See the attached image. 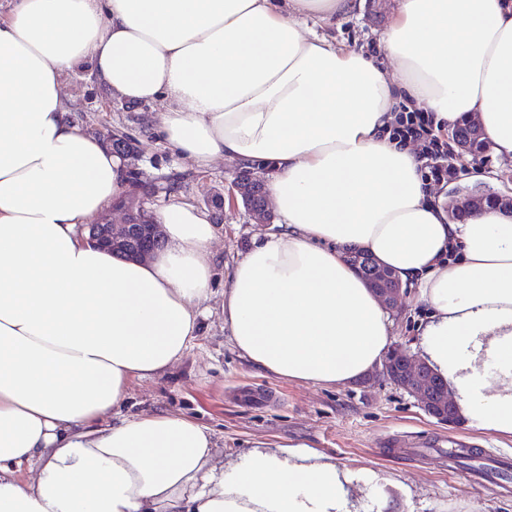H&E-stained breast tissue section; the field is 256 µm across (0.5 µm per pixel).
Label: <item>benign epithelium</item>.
Returning a JSON list of instances; mask_svg holds the SVG:
<instances>
[{
    "instance_id": "benign-epithelium-1",
    "label": "benign epithelium",
    "mask_w": 512,
    "mask_h": 512,
    "mask_svg": "<svg viewBox=\"0 0 512 512\" xmlns=\"http://www.w3.org/2000/svg\"><path fill=\"white\" fill-rule=\"evenodd\" d=\"M448 142L453 144L450 157L462 158L476 155L475 147L480 144L490 148L484 130L476 120L467 118L448 131ZM234 191L241 196L243 204L251 211L260 224H270L273 216L268 209L265 187L253 181L249 173L240 172ZM155 190L143 181L130 187V200L121 201L116 208L123 212V220L116 223H101L95 227L91 238L106 248L136 258L154 254L155 245L162 241L161 225L147 215L145 199ZM486 204L484 195L452 196L448 201V212L461 220L473 208ZM374 289L386 309L393 313L399 310V294L402 283L392 271L379 266L373 258L362 252L347 256ZM378 374L387 382L413 395L421 409L431 417L450 426L458 422L455 404L448 395V387L419 357L409 353L400 344L392 346L378 369Z\"/></svg>"
}]
</instances>
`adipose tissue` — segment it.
I'll list each match as a JSON object with an SVG mask.
<instances>
[{
	"instance_id": "obj_1",
	"label": "adipose tissue",
	"mask_w": 512,
	"mask_h": 512,
	"mask_svg": "<svg viewBox=\"0 0 512 512\" xmlns=\"http://www.w3.org/2000/svg\"><path fill=\"white\" fill-rule=\"evenodd\" d=\"M357 0H0V512H357L354 475L301 444L225 465L173 415L119 418L133 379L177 364L212 293L210 215L171 195L163 246L136 260L86 231L128 190L124 159L69 117L90 66L113 99L162 102L161 138L195 167L271 168L279 232L224 278L230 342L311 385L378 367L393 322L348 263L416 284V355L469 426L512 436V214L449 220L398 103L479 118L512 162V0H398L399 65L318 34Z\"/></svg>"
}]
</instances>
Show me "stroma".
<instances>
[{
	"mask_svg": "<svg viewBox=\"0 0 512 512\" xmlns=\"http://www.w3.org/2000/svg\"><path fill=\"white\" fill-rule=\"evenodd\" d=\"M394 5L395 0H363L360 9L337 20L329 33L345 46L376 51ZM67 92L72 119L89 133L107 141L117 133L133 138L135 152L128 162L156 188L145 202L149 212H157L169 194L176 193L216 220L213 293L201 332L183 359L161 378L131 381L121 417H188L210 428L228 463L254 443L274 448L291 442L307 445L345 469L376 472L383 484L356 489L359 512H379L385 496L399 497L403 486L411 492L410 512H512V482L501 481L478 460L456 463L440 454L449 440L456 439L490 457H512V437L463 423L453 428L441 424L418 406L415 397L380 378L316 386L275 377L240 357L223 328L224 277L254 235L264 230L234 196L241 164L219 159L205 170L194 167L152 131L163 110L161 103L129 106L115 101L90 68L69 77ZM479 170L494 173L492 191L512 192V165L497 161L490 152L476 160H454L447 181L435 189L446 197L453 187L474 186ZM423 314L416 287L404 286L401 312L395 318L396 343L412 348ZM390 441L407 443L410 453L384 454Z\"/></svg>",
	"mask_w": 512,
	"mask_h": 512,
	"instance_id": "35a3bbf8",
	"label": "stroma"
}]
</instances>
